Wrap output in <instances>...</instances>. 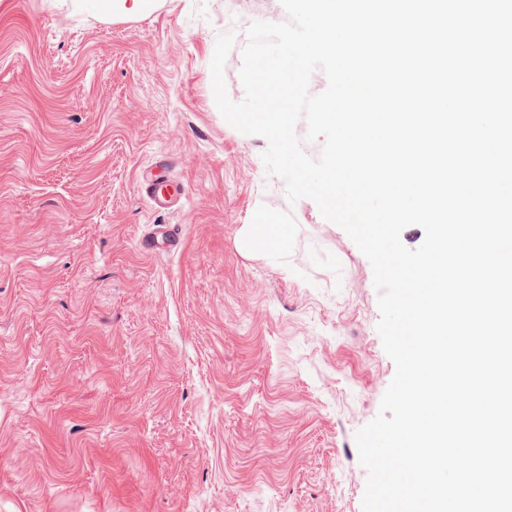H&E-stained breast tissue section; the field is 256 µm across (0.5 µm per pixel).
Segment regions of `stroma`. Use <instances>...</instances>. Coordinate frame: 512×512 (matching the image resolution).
I'll return each instance as SVG.
<instances>
[{
  "label": "stroma",
  "instance_id": "35a3bbf8",
  "mask_svg": "<svg viewBox=\"0 0 512 512\" xmlns=\"http://www.w3.org/2000/svg\"><path fill=\"white\" fill-rule=\"evenodd\" d=\"M286 19L0 0V512H362L355 434L395 374L372 266L212 93L218 36L239 102L248 27ZM145 176L185 199L155 211ZM259 215L285 246L247 243Z\"/></svg>",
  "mask_w": 512,
  "mask_h": 512
}]
</instances>
